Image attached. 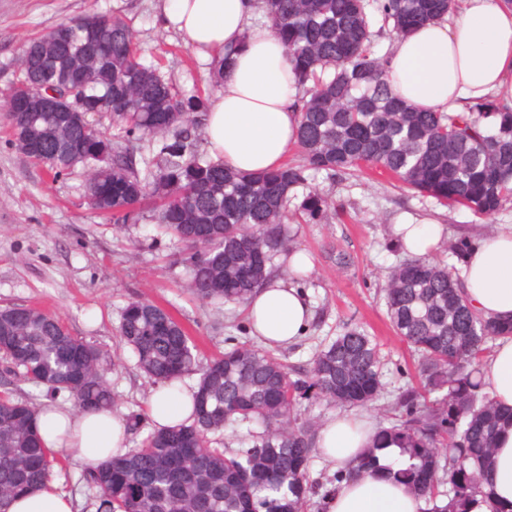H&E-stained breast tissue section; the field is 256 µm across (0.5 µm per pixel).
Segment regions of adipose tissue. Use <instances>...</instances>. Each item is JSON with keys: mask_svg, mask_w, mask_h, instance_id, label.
<instances>
[{"mask_svg": "<svg viewBox=\"0 0 512 512\" xmlns=\"http://www.w3.org/2000/svg\"><path fill=\"white\" fill-rule=\"evenodd\" d=\"M258 0H163L164 27L179 31L202 60L236 47L222 91L212 101L205 130L213 157L242 172L283 166L297 144L299 87L282 41L255 23ZM388 78L395 91L416 108L463 112L489 95L512 97V0H461L459 11L398 38L392 46ZM403 251L424 256L448 236L447 225L432 220L394 225ZM459 278L473 307L486 319L512 320V225L481 235L459 267ZM253 336L263 346L285 349L305 336L313 310L305 292L282 279L259 287L246 304ZM485 392L502 408H512V336L499 338L481 378ZM158 428L191 421L193 390L181 382L164 384L146 404ZM46 448L69 449L99 463L128 452L125 418L109 412L73 414L67 404L45 402L36 411ZM375 423L351 413L322 426L316 452L341 470L371 443ZM490 501L473 512L512 506V427L501 429L487 471ZM424 499L395 481L357 477L342 482L322 502L323 512H423ZM9 512H74V502L58 482L13 501Z\"/></svg>", "mask_w": 512, "mask_h": 512, "instance_id": "ef3b65f1", "label": "adipose tissue"}]
</instances>
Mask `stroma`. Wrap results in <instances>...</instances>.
<instances>
[{
	"mask_svg": "<svg viewBox=\"0 0 512 512\" xmlns=\"http://www.w3.org/2000/svg\"><path fill=\"white\" fill-rule=\"evenodd\" d=\"M160 7V0H0V307L40 308L102 351L113 413L140 418L139 431L129 438L134 446L152 429L146 400L155 384L118 339L128 301L144 298L168 310L204 359L250 341L246 309L214 305L187 292L186 254L159 231L152 207H144L137 222L115 227L87 207L82 168L57 176L22 152L4 118L3 94L21 77L25 43L58 23L103 14L129 25L141 62L155 66L179 93L215 98L219 88L210 81L209 63L178 32L162 29ZM309 185L337 210L327 223L296 227L292 246L308 251L314 263L312 273L298 281L314 320L306 336L280 355L291 369H303L346 328L365 330L381 353L383 390L367 409L378 421L399 391L419 383L417 358L392 330L383 299L386 276L404 257L392 241L393 224L405 214L430 217L447 224L456 239L465 229L475 234L512 225V202L491 216L449 208L379 169L342 178L320 173ZM342 255L349 260L344 269L338 265ZM87 469L64 451L53 473L78 512H97Z\"/></svg>",
	"mask_w": 512,
	"mask_h": 512,
	"instance_id": "stroma-1",
	"label": "stroma"
}]
</instances>
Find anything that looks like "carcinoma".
Returning <instances> with one entry per match:
<instances>
[{"mask_svg": "<svg viewBox=\"0 0 512 512\" xmlns=\"http://www.w3.org/2000/svg\"><path fill=\"white\" fill-rule=\"evenodd\" d=\"M271 30L285 44L303 95L297 99L302 162L241 173L198 150L208 103L179 95L139 61L128 26L118 16L62 22L31 40L22 57L25 86L40 92L28 110H7L13 130L42 145L37 161L57 173L82 167L88 206L126 224L146 202L157 205L165 233L190 251L187 291L206 301L244 304L273 274L289 249L287 224L294 189L313 175L352 174L371 165L406 188L445 206L491 215L512 199V107L488 96L467 112H423L407 104L387 78L388 57L375 51L384 30L402 36L456 9V0H261ZM378 31H372L374 19ZM233 49L213 63L224 82ZM63 80L79 112H57L48 90ZM112 110L121 131L107 138L87 119ZM137 135L156 152L135 157ZM330 203L309 191L296 205L304 222L323 224ZM387 316L422 357L423 389L396 396L372 444L336 483L385 472L426 500L425 512H470L489 498L485 469L498 431L512 423L483 391L481 366L512 324L482 317L448 266L408 257L390 269L383 287ZM120 340L144 373L159 383L197 369L193 420L156 429L122 458L90 465L99 512H306L316 496L309 465L317 419L301 402L359 408L381 393L380 355L351 328L325 345L293 380L274 353L242 344L197 367L190 338L165 309L129 301ZM4 370L36 388L65 394L78 411L112 409L100 351L35 307L0 308ZM27 401L0 398V512L51 475L55 452L45 448ZM255 422L248 446L235 452L211 436ZM395 446L409 464H379Z\"/></svg>", "mask_w": 512, "mask_h": 512, "instance_id": "obj_1", "label": "carcinoma"}]
</instances>
